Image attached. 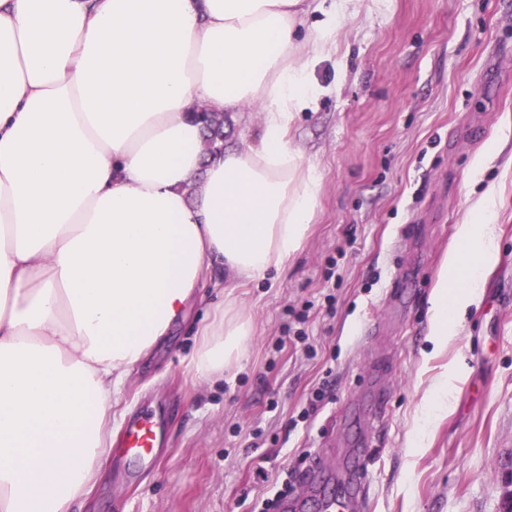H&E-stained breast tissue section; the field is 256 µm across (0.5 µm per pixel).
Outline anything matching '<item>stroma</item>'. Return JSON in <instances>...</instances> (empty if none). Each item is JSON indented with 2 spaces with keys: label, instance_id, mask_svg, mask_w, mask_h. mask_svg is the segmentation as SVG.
<instances>
[{
  "label": "stroma",
  "instance_id": "35a3bbf8",
  "mask_svg": "<svg viewBox=\"0 0 512 512\" xmlns=\"http://www.w3.org/2000/svg\"><path fill=\"white\" fill-rule=\"evenodd\" d=\"M336 42L316 71L325 95L291 131L322 178L306 242L281 272L247 283L215 275L254 322L239 367L209 381L186 369L217 300L204 285L188 322L126 379L107 423L113 447L71 512H260L283 484L299 487L316 455L362 473L361 512H502L512 483V0H360ZM224 120L225 148L257 142L259 105ZM493 142L503 149L485 158ZM489 188L498 259L435 355L439 267ZM457 364L466 374L447 411L414 444L432 379ZM375 386L385 410L363 414ZM147 405L164 410L163 445L151 467L122 463L121 435Z\"/></svg>",
  "mask_w": 512,
  "mask_h": 512
}]
</instances>
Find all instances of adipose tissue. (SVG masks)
<instances>
[{
	"instance_id": "adipose-tissue-1",
	"label": "adipose tissue",
	"mask_w": 512,
	"mask_h": 512,
	"mask_svg": "<svg viewBox=\"0 0 512 512\" xmlns=\"http://www.w3.org/2000/svg\"><path fill=\"white\" fill-rule=\"evenodd\" d=\"M358 0H0V512H68L98 478L112 398L214 269L280 271L321 178L289 134ZM322 19L309 40L299 28ZM264 112L203 153L201 107ZM496 194L456 227L431 294L447 345L497 252ZM189 360L223 376L253 334L227 299Z\"/></svg>"
}]
</instances>
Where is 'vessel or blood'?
<instances>
[{
	"mask_svg": "<svg viewBox=\"0 0 512 512\" xmlns=\"http://www.w3.org/2000/svg\"><path fill=\"white\" fill-rule=\"evenodd\" d=\"M121 447L127 456L145 465L151 463L158 450L155 418L146 414L132 423L121 438ZM301 481L303 494L283 498L279 512H305L312 503L319 512H354L366 496V486L357 471H333L319 457L314 458Z\"/></svg>",
	"mask_w": 512,
	"mask_h": 512,
	"instance_id": "obj_1",
	"label": "vessel or blood"
}]
</instances>
